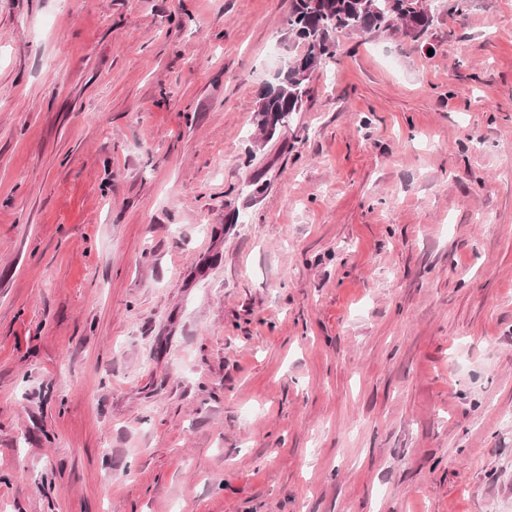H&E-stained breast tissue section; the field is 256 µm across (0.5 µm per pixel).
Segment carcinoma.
<instances>
[{"label":"carcinoma","instance_id":"cac0c4a2","mask_svg":"<svg viewBox=\"0 0 512 512\" xmlns=\"http://www.w3.org/2000/svg\"><path fill=\"white\" fill-rule=\"evenodd\" d=\"M433 22L431 7L425 0H290L284 24L291 41L302 51L295 59L310 62L315 69L336 61L343 33H370L398 29L411 24L418 32H427ZM304 84L266 89L258 105L260 127L273 129L286 123L300 111Z\"/></svg>","mask_w":512,"mask_h":512}]
</instances>
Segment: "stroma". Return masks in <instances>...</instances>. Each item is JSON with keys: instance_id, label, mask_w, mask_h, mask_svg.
<instances>
[{"instance_id": "stroma-1", "label": "stroma", "mask_w": 512, "mask_h": 512, "mask_svg": "<svg viewBox=\"0 0 512 512\" xmlns=\"http://www.w3.org/2000/svg\"><path fill=\"white\" fill-rule=\"evenodd\" d=\"M0 0V512H512V0ZM425 2L290 0L284 24L291 41L302 48L291 61L300 58L309 61L311 71L321 64L336 61L340 50L338 36L343 33H370L395 26L402 29L409 24L402 31L405 37L414 38L415 30L419 36L425 34L434 19L431 7ZM303 61H294L292 68L301 70ZM304 83L284 85L280 90L269 86L262 95L257 112L262 117L260 127L263 130L276 128L286 123L292 112H299L303 96Z\"/></svg>"}]
</instances>
